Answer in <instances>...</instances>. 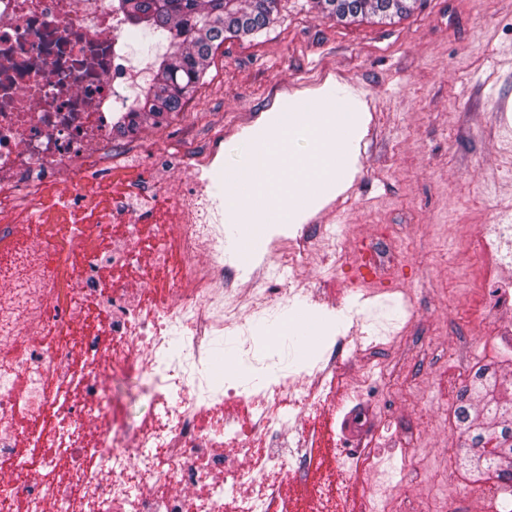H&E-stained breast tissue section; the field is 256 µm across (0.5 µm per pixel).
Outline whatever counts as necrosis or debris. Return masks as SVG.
<instances>
[{"mask_svg":"<svg viewBox=\"0 0 512 512\" xmlns=\"http://www.w3.org/2000/svg\"><path fill=\"white\" fill-rule=\"evenodd\" d=\"M126 22L112 0H0V254L11 256L20 283L0 289V497L14 512H223L224 490L250 480L257 492L235 500L233 512H279L281 484L304 486L322 434L307 430L314 397L343 388L352 397L390 390L387 361L399 342L345 335L328 343L311 374L286 375L257 394L261 407L247 424L237 409L248 392L233 386L214 399L199 389L191 365H203L213 336L239 332L245 316H259L284 300L331 298L326 282L349 264L372 266L378 278L394 275L401 255L391 225L356 239L330 224L312 232L274 228L266 249L276 263L258 287L222 308V210L201 179L184 181L191 164L209 170L213 151L190 161L156 151L139 187L112 197L96 221H79L68 245L38 237L32 226L47 189L78 208H91L101 172L123 169L141 157L137 130L117 133L134 103L143 67L133 65ZM180 179L171 210L178 225L162 234L152 262L167 268V296L152 317L141 315V288L104 281L101 268L128 267L140 225L158 188ZM480 250L492 272L481 278L495 304L512 309V224H485ZM106 240L103 253L76 262L74 246ZM188 364L159 374L173 336ZM145 353L154 415L142 426L117 429L103 413L95 385L102 358L119 364ZM368 368L347 379L343 355ZM182 393L169 401L168 390ZM134 448H159L156 483L133 486L126 466ZM353 478L345 512H387L386 495L369 477L381 461L361 449L340 455Z\"/></svg>","mask_w":512,"mask_h":512,"instance_id":"obj_1","label":"necrosis or debris"}]
</instances>
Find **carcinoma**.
Segmentation results:
<instances>
[{"label":"carcinoma","instance_id":"carcinoma-1","mask_svg":"<svg viewBox=\"0 0 512 512\" xmlns=\"http://www.w3.org/2000/svg\"><path fill=\"white\" fill-rule=\"evenodd\" d=\"M280 0H117L129 23L128 37L150 48L168 41L155 76L129 111L130 127L181 110L183 99L204 77L213 50L226 35L245 37L270 25ZM417 0H313V8L338 19L368 15L401 17ZM463 437L460 464L471 476L512 483V372L476 369L453 410Z\"/></svg>","mask_w":512,"mask_h":512}]
</instances>
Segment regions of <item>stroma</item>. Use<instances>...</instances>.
Wrapping results in <instances>:
<instances>
[{
  "mask_svg": "<svg viewBox=\"0 0 512 512\" xmlns=\"http://www.w3.org/2000/svg\"><path fill=\"white\" fill-rule=\"evenodd\" d=\"M281 84L294 86L305 105L342 107L343 127L354 130L348 171L333 197L308 203L309 220L347 225L355 237L393 225L404 256L398 276L378 282L373 298H363L356 270L337 281V298L355 308L363 332L402 336L392 359L399 392L388 403L373 389L343 402L335 412L342 446L377 436L375 454L396 474L394 451L406 433L425 441L422 468L393 484V512H501L489 498L495 480L460 469L462 439L446 414L475 364L512 366L493 329L457 326L485 302L461 283L463 271L483 263L464 237L512 222V0H421L386 21H340L311 0H281L267 30L225 39L181 112L140 130L188 155L223 132L218 163L229 175L257 128L271 124V89ZM223 228L225 261L259 268L260 233L246 224ZM335 329L331 314L302 300L279 305L251 321L253 351L214 339L207 383L218 393L229 376L247 387L300 372L318 338ZM96 383L118 423L150 416L138 357L102 363Z\"/></svg>",
  "mask_w": 512,
  "mask_h": 512,
  "instance_id": "35a3bbf8",
  "label": "stroma"
}]
</instances>
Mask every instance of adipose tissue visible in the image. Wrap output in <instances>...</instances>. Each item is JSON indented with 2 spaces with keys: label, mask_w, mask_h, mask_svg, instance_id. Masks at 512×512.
<instances>
[{
  "label": "adipose tissue",
  "mask_w": 512,
  "mask_h": 512,
  "mask_svg": "<svg viewBox=\"0 0 512 512\" xmlns=\"http://www.w3.org/2000/svg\"><path fill=\"white\" fill-rule=\"evenodd\" d=\"M310 143L303 155L293 154L297 140ZM349 136L337 114L320 110L302 118L278 122L248 150V170L238 179V192L228 209L239 224L285 223L293 208L311 200L316 189L342 179ZM266 165H258V158ZM290 179H283V170Z\"/></svg>",
  "instance_id": "1"
}]
</instances>
